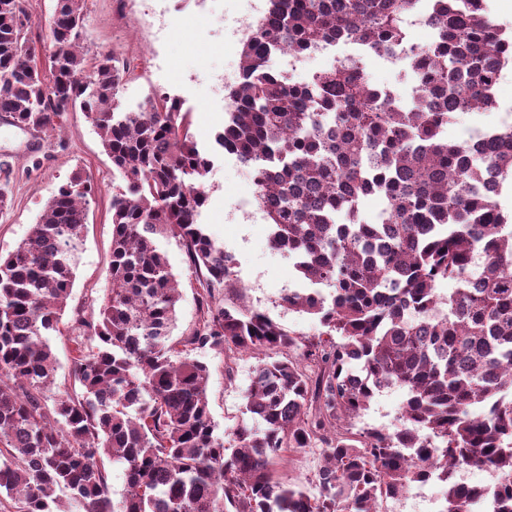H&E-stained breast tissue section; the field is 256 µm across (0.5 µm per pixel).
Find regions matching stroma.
Segmentation results:
<instances>
[{"mask_svg":"<svg viewBox=\"0 0 512 512\" xmlns=\"http://www.w3.org/2000/svg\"><path fill=\"white\" fill-rule=\"evenodd\" d=\"M166 0H86L88 57L113 56L129 72L117 101L120 111L136 110L160 94L184 99L191 112L193 132L202 148L213 153L214 169L205 180L208 202L199 221L208 235L232 252L237 261L239 287L228 290L232 302H241L265 312L290 332L319 335L317 318L285 308L281 297L301 288L287 255L269 246L271 226L263 214L246 217L240 209L244 199L254 198L256 187L249 168L235 155L215 150L214 135L224 125L227 100L215 91V78L238 65L241 47L230 42L225 32L228 18L244 16L245 0H186L176 12L165 9ZM512 123V68L504 80L494 108L459 115L448 127L452 141L467 140L476 131ZM31 135L0 121V161L11 164L0 171L8 180L12 203L0 211V255L13 251L37 223L57 188L74 173L91 177L96 192L89 200L88 222L75 256V281L69 309H83L98 321L99 307L109 287L108 267L112 253V188L121 177L104 153L94 127L80 111L67 114L64 126L54 137L31 149ZM174 273L180 281L182 298L177 307L173 337L188 333L197 319L196 282L190 277L182 248L175 240H160ZM195 359L210 371L209 406L218 433L250 423L244 392L254 366L253 357H228L205 349ZM403 390L392 387L378 393L364 413L351 424L353 429L374 427L393 431ZM323 451L306 448L284 452L274 467L276 478L285 484L306 482L323 465ZM443 483L433 481L411 488L398 498L383 502L382 512H440Z\"/></svg>","mask_w":512,"mask_h":512,"instance_id":"stroma-1","label":"stroma"}]
</instances>
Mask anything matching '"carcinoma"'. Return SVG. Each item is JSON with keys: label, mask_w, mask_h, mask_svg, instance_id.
<instances>
[{"label": "carcinoma", "mask_w": 512, "mask_h": 512, "mask_svg": "<svg viewBox=\"0 0 512 512\" xmlns=\"http://www.w3.org/2000/svg\"><path fill=\"white\" fill-rule=\"evenodd\" d=\"M419 3L268 0L242 44L214 141L254 169L270 247L304 282L331 288L282 297L325 328L310 339L225 303L237 261L198 223L212 159L190 113L167 96L116 111L126 70L109 55L87 61L84 0H57L60 53L46 66L24 0H0V115L43 139L80 108L124 182L112 194L100 320L74 315L98 338L74 340L79 389L52 392L47 337L62 334L90 178L60 185L0 258V512H381L380 501L434 478L446 485L442 512H473L484 493L456 481L468 467L497 476L490 512H512V211L498 200L512 182V124L477 146L447 136L458 114L496 105L512 31L486 0H431L434 40L411 53L415 91L394 97L368 82L363 55L403 43ZM336 41L363 54L303 82L269 53L286 43L307 58ZM369 195L384 202L373 223L360 213ZM159 237L181 246L197 284V320L177 340L181 293ZM444 281L455 288L441 297ZM202 349L257 358L244 394L254 424L225 438L208 367L191 358ZM392 387L405 392L396 429L352 432ZM318 446L324 464L308 485L275 479L283 452ZM106 459L123 466L118 500Z\"/></svg>", "instance_id": "cac0c4a2"}]
</instances>
